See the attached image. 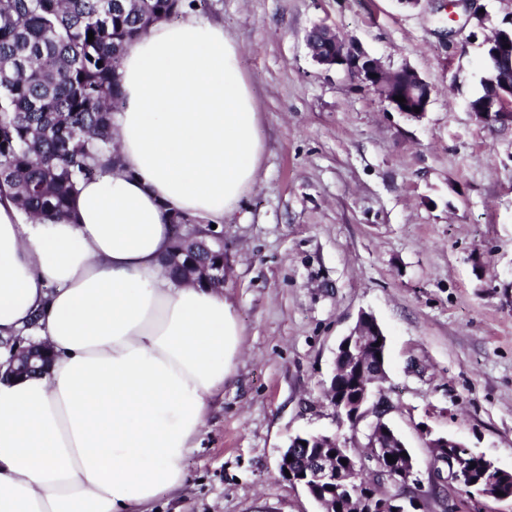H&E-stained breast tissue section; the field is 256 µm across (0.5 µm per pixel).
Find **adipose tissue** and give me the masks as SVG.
<instances>
[{
	"instance_id": "obj_1",
	"label": "adipose tissue",
	"mask_w": 512,
	"mask_h": 512,
	"mask_svg": "<svg viewBox=\"0 0 512 512\" xmlns=\"http://www.w3.org/2000/svg\"><path fill=\"white\" fill-rule=\"evenodd\" d=\"M113 115L121 166L31 220L0 192V338L47 344L50 369L0 380V512H145L188 482L239 354L223 289L161 260L179 212L222 223L263 142L237 45L189 13L126 47Z\"/></svg>"
}]
</instances>
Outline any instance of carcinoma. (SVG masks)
<instances>
[{
  "instance_id": "1",
  "label": "carcinoma",
  "mask_w": 512,
  "mask_h": 512,
  "mask_svg": "<svg viewBox=\"0 0 512 512\" xmlns=\"http://www.w3.org/2000/svg\"><path fill=\"white\" fill-rule=\"evenodd\" d=\"M208 0H0V189L31 216L69 210L79 183L115 165L112 112L120 103L118 70L128 43L153 21ZM94 33L88 42V32ZM173 251L200 262L224 259L223 231L172 218ZM476 490L487 485L479 455L468 456Z\"/></svg>"
}]
</instances>
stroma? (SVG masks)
<instances>
[{"instance_id":"stroma-1","label":"stroma","mask_w":512,"mask_h":512,"mask_svg":"<svg viewBox=\"0 0 512 512\" xmlns=\"http://www.w3.org/2000/svg\"><path fill=\"white\" fill-rule=\"evenodd\" d=\"M479 5L477 20L438 0H212L263 153L222 224L236 367L186 460L189 485L156 512H318L281 455L296 436L337 432L324 390L363 312L387 338L388 420L417 469L432 464L426 426L512 472V127L469 108L512 0ZM320 23L387 69H414L433 87L426 112L316 63L306 34Z\"/></svg>"}]
</instances>
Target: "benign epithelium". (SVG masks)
<instances>
[{
    "label": "benign epithelium",
    "instance_id": "7a95c632",
    "mask_svg": "<svg viewBox=\"0 0 512 512\" xmlns=\"http://www.w3.org/2000/svg\"><path fill=\"white\" fill-rule=\"evenodd\" d=\"M329 52L313 57L320 64L333 67L343 66L357 77L362 83L381 94L398 112L415 115L414 108L425 112L432 97V86L422 79L414 70L402 67L396 71L384 70L379 62L369 55L355 50L341 40L335 31H329L327 36ZM490 45L489 57L494 67H512V31L495 30L494 38L488 40ZM402 96L405 102L395 100ZM479 120H486L492 125L512 126V83L499 86L497 94L490 100L484 101L475 113ZM385 340L382 329L374 317L366 312L360 314L356 326L344 337L338 346L336 356L343 354L349 358V365L356 371L364 368L363 353L375 346V340ZM48 353L42 344H30L18 347L9 359L8 373L22 376L31 369L38 368L47 362ZM386 376H381L359 387V392L351 399H344L337 405V417L340 426H348L352 447H359L357 434L360 426H380L381 430H390L385 422V416L390 412L391 405L383 394L382 383ZM429 448H462L464 444L445 436L435 435L431 430H422ZM392 442L383 438H374L363 452L352 455L349 463L342 468L329 465L321 460H315L309 467L300 472L290 469L287 461L288 453L281 456L280 468L290 470L288 481L303 487L311 485H329L341 493L345 502V512H405L400 501L409 497L413 504L420 506L434 489L437 466H432L428 472L429 490H424L425 484L415 470L412 457L405 456V461L399 464L391 474V480L404 490L397 496L361 492L355 487L356 477L371 470L387 472V454L391 453ZM446 470V481L463 485L469 480V472L462 457L455 456L443 461Z\"/></svg>",
    "mask_w": 512,
    "mask_h": 512
}]
</instances>
